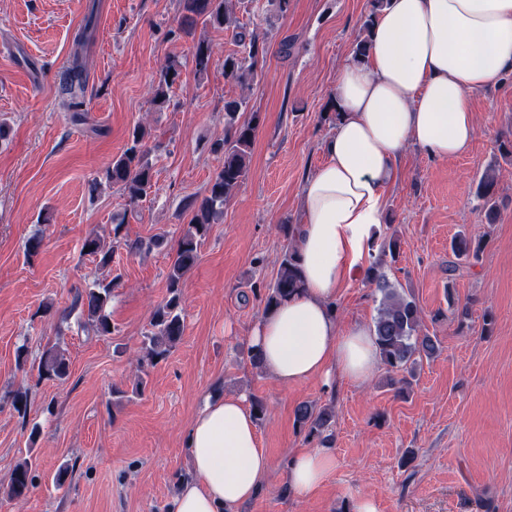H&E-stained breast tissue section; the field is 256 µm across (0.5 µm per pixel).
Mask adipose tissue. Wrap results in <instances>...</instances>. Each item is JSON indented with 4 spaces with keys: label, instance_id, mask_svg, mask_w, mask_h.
I'll return each mask as SVG.
<instances>
[{
    "label": "adipose tissue",
    "instance_id": "1",
    "mask_svg": "<svg viewBox=\"0 0 512 512\" xmlns=\"http://www.w3.org/2000/svg\"><path fill=\"white\" fill-rule=\"evenodd\" d=\"M512 72V0H387L365 58L338 72L336 130L302 187L296 293L254 326L249 345L279 383L309 378L365 382L379 364L371 334L340 332L331 308L384 220V190L409 146L445 159L476 134L471 99ZM192 476L169 512H237L271 469L246 395L207 394L189 427ZM336 466L320 446L291 457L288 488L307 498Z\"/></svg>",
    "mask_w": 512,
    "mask_h": 512
}]
</instances>
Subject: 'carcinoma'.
Wrapping results in <instances>:
<instances>
[{"label":"carcinoma","instance_id":"cac0c4a2","mask_svg":"<svg viewBox=\"0 0 512 512\" xmlns=\"http://www.w3.org/2000/svg\"><path fill=\"white\" fill-rule=\"evenodd\" d=\"M183 15L181 25L191 28L197 22L219 27L237 26L232 0H182ZM239 42L245 49V56H228L224 59V75L239 84L245 85L254 79V63L259 55L258 39L253 34L238 33ZM212 49L209 44L196 45L194 62L196 72L208 71ZM180 62L168 61L161 71L153 91L152 104L161 107L169 92L180 77ZM243 102L233 100L224 105L226 126L223 142L217 144L215 151L222 153L220 170L208 188V195L201 200H191L187 208L192 217L186 230L180 237L167 275L165 300L155 309L150 330L143 336L141 357L138 362L152 363L166 357L179 343L184 331L181 315V287L187 273L198 261V249L210 230L211 217L224 208V202L245 180L253 149L258 116L239 120V111ZM149 134L142 125L134 127L124 151L112 158L105 168L103 177L91 183V191L104 186L121 185L127 192L129 204H137L147 196L152 188V164L149 155L153 148L148 144ZM495 177L485 174L478 186V195L484 200L485 218L493 224L498 217V205L495 198ZM280 231L289 240L288 251L279 263L274 282L264 293V309L270 310L301 288V279L296 261L295 225L282 224ZM401 247L397 231L384 238L379 249L382 255L396 258ZM83 248L95 257L98 265L106 269L112 264L113 249L106 245L96 234H89L83 242ZM481 243L474 241L465 233L458 234L451 243V256L448 259V275L463 271L465 265L479 259ZM367 282L375 286L380 293L377 315L372 331L384 364L393 372L413 373L422 358H431L439 351V342L435 336L421 335L422 312L413 295L389 281L381 261L373 262L367 269ZM117 282L107 283L95 280L73 299V308L81 309L85 317L84 326L97 336H108L115 331L107 307L112 288ZM39 372L59 380L68 378L70 364L65 355L57 348L46 349L41 357ZM335 412L331 406H317L302 402L295 409V421L307 431V436L318 437L321 443L328 441L327 432L333 426ZM33 488L32 462L25 460L13 470L4 494L10 500L26 497Z\"/></svg>","mask_w":512,"mask_h":512}]
</instances>
